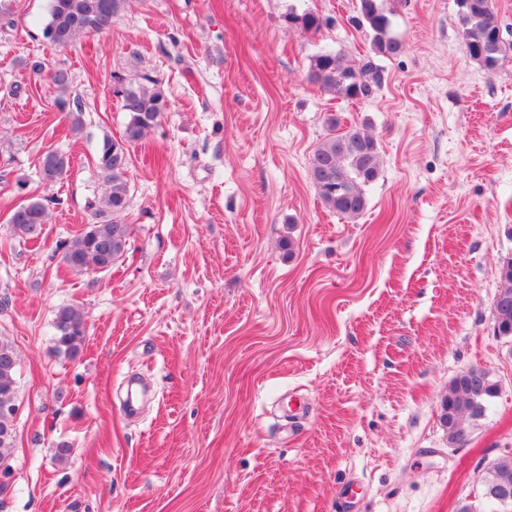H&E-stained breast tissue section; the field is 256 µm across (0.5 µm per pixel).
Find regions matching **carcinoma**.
<instances>
[{"mask_svg": "<svg viewBox=\"0 0 512 512\" xmlns=\"http://www.w3.org/2000/svg\"><path fill=\"white\" fill-rule=\"evenodd\" d=\"M127 0H49L48 21L44 37L57 48L65 49L82 34H100L112 27V19L125 7ZM462 35L469 56L489 71L496 70L512 55V43L501 34L493 0H456ZM358 26L365 29L371 39L372 55L351 64H344L331 50L316 53L311 60L308 80L326 93L348 100H365L381 86V68L373 56L396 57L404 50L403 42L394 35L389 12L384 0H357ZM304 29L318 31L322 18L311 11L292 15ZM39 77L45 75L56 87L54 100L57 111L65 115L70 129L80 130V113L71 107L70 76L67 70L57 68L44 73L42 64L31 65ZM113 95L129 114L122 139L104 140L96 160V167L106 184L103 197L90 203L96 221L85 225L62 246L61 260L72 272L86 274L107 270L127 251L129 225L117 220L130 200L128 170L131 156L128 146L140 141L146 132L156 126L167 111L169 101L160 81L144 77L140 81L117 80ZM331 133L322 139L309 156L308 171L318 196L325 207L350 220L361 216L367 208V188L380 174L381 158L376 139L365 131L352 128L336 134V117L328 118ZM70 168L69 158L57 151H47L39 163V179L52 185L62 179ZM48 198L30 197L17 207L9 218L12 235L25 242H37L49 223ZM54 351L70 360H77L84 351L88 334L85 313L78 307L67 305L57 309ZM19 359L6 338L0 336V407L12 405L17 399ZM497 396V382L487 379L486 392L473 400L467 392L449 382L448 395L443 405L451 406L457 414L450 424L448 413L440 415L448 437L467 432L465 417L484 415L487 404ZM13 415L0 412V464L10 459L8 449L13 447ZM483 481L492 486L512 483V456L491 462Z\"/></svg>", "mask_w": 512, "mask_h": 512, "instance_id": "carcinoma-1", "label": "carcinoma"}]
</instances>
